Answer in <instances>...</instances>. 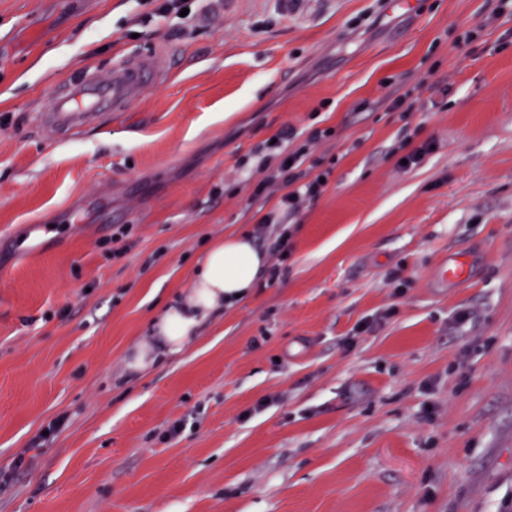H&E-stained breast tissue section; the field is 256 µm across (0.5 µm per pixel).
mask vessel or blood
<instances>
[{
    "mask_svg": "<svg viewBox=\"0 0 512 512\" xmlns=\"http://www.w3.org/2000/svg\"><path fill=\"white\" fill-rule=\"evenodd\" d=\"M166 63L158 51L140 50L114 61L108 79L82 72L55 92L50 108L37 114L36 121L55 134L96 125L103 116L137 102L146 86L164 77Z\"/></svg>",
    "mask_w": 512,
    "mask_h": 512,
    "instance_id": "obj_1",
    "label": "vessel or blood"
}]
</instances>
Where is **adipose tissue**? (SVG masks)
I'll list each match as a JSON object with an SVG mask.
<instances>
[{
	"label": "adipose tissue",
	"mask_w": 512,
	"mask_h": 512,
	"mask_svg": "<svg viewBox=\"0 0 512 512\" xmlns=\"http://www.w3.org/2000/svg\"><path fill=\"white\" fill-rule=\"evenodd\" d=\"M267 266L266 251L257 248L248 233H229L213 241L191 275L189 290L166 299L151 316L153 341L131 351L130 368L147 371L178 357L213 316L253 294Z\"/></svg>",
	"instance_id": "obj_1"
}]
</instances>
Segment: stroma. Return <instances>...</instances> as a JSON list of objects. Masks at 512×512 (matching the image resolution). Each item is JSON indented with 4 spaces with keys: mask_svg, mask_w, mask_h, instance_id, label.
Wrapping results in <instances>:
<instances>
[{
    "mask_svg": "<svg viewBox=\"0 0 512 512\" xmlns=\"http://www.w3.org/2000/svg\"><path fill=\"white\" fill-rule=\"evenodd\" d=\"M185 6L175 35L154 0H0V468L65 420L0 512H512V21L492 0ZM136 48L170 68L138 103L36 124ZM398 87L413 111L379 107ZM284 127L334 131L293 254L129 369L209 243L255 232L245 173ZM458 259L468 279H441Z\"/></svg>",
    "mask_w": 512,
    "mask_h": 512,
    "instance_id": "obj_1",
    "label": "stroma"
}]
</instances>
